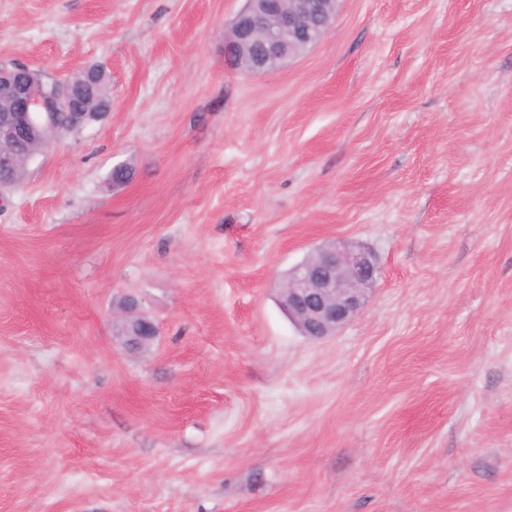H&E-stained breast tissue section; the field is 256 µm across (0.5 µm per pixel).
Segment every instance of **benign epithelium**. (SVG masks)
Segmentation results:
<instances>
[{"label":"benign epithelium","instance_id":"7a95c632","mask_svg":"<svg viewBox=\"0 0 512 512\" xmlns=\"http://www.w3.org/2000/svg\"><path fill=\"white\" fill-rule=\"evenodd\" d=\"M338 0H246L231 20L224 57L234 53L238 70L262 75L317 44L336 17ZM88 66L63 81L45 83L24 65L0 68V162L16 168V140L27 135L44 143L56 137L61 112L81 127L103 118L112 105L98 107ZM376 268L365 252L334 241L288 270L280 287L282 303L302 335L333 336L363 308Z\"/></svg>","mask_w":512,"mask_h":512}]
</instances>
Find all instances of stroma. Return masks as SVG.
Returning <instances> with one entry per match:
<instances>
[{"mask_svg":"<svg viewBox=\"0 0 512 512\" xmlns=\"http://www.w3.org/2000/svg\"><path fill=\"white\" fill-rule=\"evenodd\" d=\"M244 4L0 0V63L112 99L0 206V512H512V0H340L263 75ZM334 240L376 280L314 340ZM376 268L365 252L334 241L288 270L282 303L302 335L333 336L363 308ZM137 318L138 319L136 321H134L130 327V332L132 334H135L138 332V329L141 324V319H142L141 314ZM144 323L147 327H151V330H149V334L151 336H133L127 330L126 326L124 324H122L120 320H118V324H117L118 335H120V337L122 338L123 344L125 346H128L131 349H138L146 343L147 339H154L156 337L155 336L156 326L153 323V321L146 319V320H144ZM152 341L145 344L144 347L149 346Z\"/></svg>","mask_w":512,"mask_h":512,"instance_id":"stroma-1","label":"stroma"}]
</instances>
